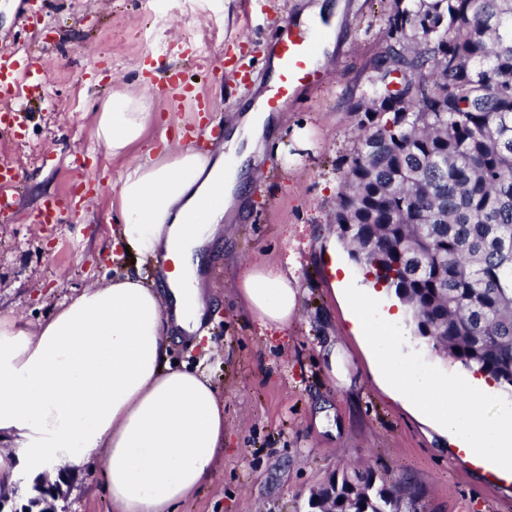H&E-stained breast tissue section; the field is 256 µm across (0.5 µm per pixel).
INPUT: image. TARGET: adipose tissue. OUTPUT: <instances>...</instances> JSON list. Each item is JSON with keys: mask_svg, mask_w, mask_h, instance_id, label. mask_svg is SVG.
<instances>
[{"mask_svg": "<svg viewBox=\"0 0 512 512\" xmlns=\"http://www.w3.org/2000/svg\"><path fill=\"white\" fill-rule=\"evenodd\" d=\"M268 115L249 110L228 144L248 158ZM153 95L115 92L99 107L93 136L125 159L110 209L120 241L138 262L101 286L71 296L36 328L0 314V495L17 494L21 467L69 471L99 461L113 512H175L211 483L224 456V405L211 379L172 364V339L198 333L211 312L202 257L224 240L222 220L247 184L223 154L156 143ZM213 202L206 224L194 217ZM159 265L148 286L141 265ZM238 301L270 331L299 311L295 268L250 267ZM428 412L480 466L512 475V409L488 420L479 393L416 385Z\"/></svg>", "mask_w": 512, "mask_h": 512, "instance_id": "obj_1", "label": "adipose tissue"}]
</instances>
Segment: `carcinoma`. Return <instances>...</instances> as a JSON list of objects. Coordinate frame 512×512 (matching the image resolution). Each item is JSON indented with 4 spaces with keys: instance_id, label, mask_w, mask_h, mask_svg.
<instances>
[{
    "instance_id": "obj_1",
    "label": "carcinoma",
    "mask_w": 512,
    "mask_h": 512,
    "mask_svg": "<svg viewBox=\"0 0 512 512\" xmlns=\"http://www.w3.org/2000/svg\"><path fill=\"white\" fill-rule=\"evenodd\" d=\"M371 69L336 236L435 351L511 396L512 0H392ZM326 490L336 512H417L372 470Z\"/></svg>"
}]
</instances>
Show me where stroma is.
Listing matches in <instances>:
<instances>
[{
  "instance_id": "obj_1",
  "label": "stroma",
  "mask_w": 512,
  "mask_h": 512,
  "mask_svg": "<svg viewBox=\"0 0 512 512\" xmlns=\"http://www.w3.org/2000/svg\"><path fill=\"white\" fill-rule=\"evenodd\" d=\"M241 0H0V47H43L51 108L31 102L19 138H0L22 188L0 212V312L38 325L66 298L101 285L129 256H111L109 206L119 193L122 161L93 141V121L114 90L154 93L168 139L192 133L195 147L225 151L208 136L211 123L242 116L268 91L261 79L264 47L285 19L313 6L335 17L325 80L299 91L277 113L262 153L246 162L256 179L224 221V244L205 275L214 312L209 338L175 344L172 358L210 374L224 399V459L214 481L177 512H308L313 490L359 466L422 496L418 512H512V481L483 471L459 453L450 434L401 387L440 377L465 392L473 372L442 358L414 334L408 316L377 321L379 350L352 330L342 294L333 290L335 259L347 286L375 292L381 308L396 306L373 288L332 227L343 160L359 131L348 101L368 85L383 44L390 0H262L249 16ZM244 63L245 73L212 79L218 57ZM159 61L156 72L145 64ZM201 94L199 105L175 101L169 74ZM101 187L90 200L74 189ZM60 199L59 223L35 217L44 200ZM295 260L300 312L287 330L261 335L240 307L233 284L251 263ZM99 465L65 474L59 512H112Z\"/></svg>"
}]
</instances>
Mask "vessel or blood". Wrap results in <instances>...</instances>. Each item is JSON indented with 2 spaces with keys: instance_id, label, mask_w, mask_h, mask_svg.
I'll use <instances>...</instances> for the list:
<instances>
[{
  "instance_id": "b4317fda",
  "label": "vessel or blood",
  "mask_w": 512,
  "mask_h": 512,
  "mask_svg": "<svg viewBox=\"0 0 512 512\" xmlns=\"http://www.w3.org/2000/svg\"><path fill=\"white\" fill-rule=\"evenodd\" d=\"M275 64L274 84L262 99L261 111L274 113L287 105L296 91L323 79L316 59V44L311 25L286 22L270 50ZM46 77L37 59L19 63L12 50L0 49V133L14 132L25 126L23 101L28 94L43 90ZM18 174L8 163L0 164V209L9 208Z\"/></svg>"
}]
</instances>
